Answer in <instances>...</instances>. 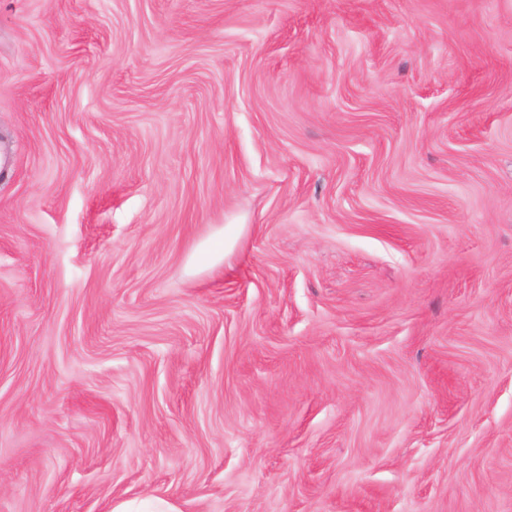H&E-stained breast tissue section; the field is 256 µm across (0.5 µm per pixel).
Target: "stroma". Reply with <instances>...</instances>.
Wrapping results in <instances>:
<instances>
[{
    "label": "stroma",
    "mask_w": 512,
    "mask_h": 512,
    "mask_svg": "<svg viewBox=\"0 0 512 512\" xmlns=\"http://www.w3.org/2000/svg\"><path fill=\"white\" fill-rule=\"evenodd\" d=\"M145 498L512 512V0H0V512Z\"/></svg>",
    "instance_id": "obj_1"
}]
</instances>
